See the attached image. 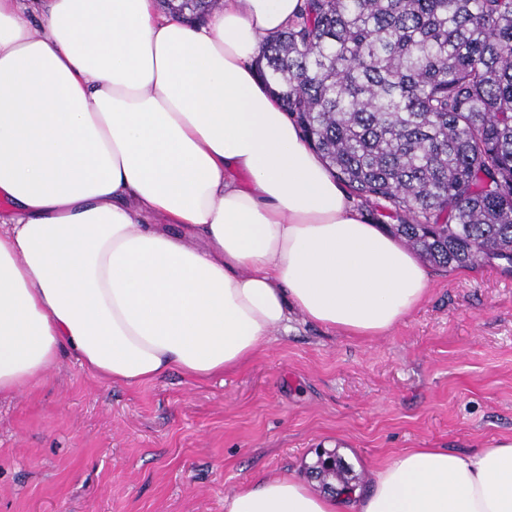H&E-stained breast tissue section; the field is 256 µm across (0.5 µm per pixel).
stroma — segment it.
<instances>
[{
  "mask_svg": "<svg viewBox=\"0 0 512 512\" xmlns=\"http://www.w3.org/2000/svg\"><path fill=\"white\" fill-rule=\"evenodd\" d=\"M381 336L291 313L249 364L108 385L73 357L0 397V512H224L265 476L329 455L354 488L410 448L471 454L512 439V273L429 268Z\"/></svg>",
  "mask_w": 512,
  "mask_h": 512,
  "instance_id": "1",
  "label": "stroma"
}]
</instances>
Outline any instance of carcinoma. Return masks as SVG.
<instances>
[{"instance_id": "obj_1", "label": "carcinoma", "mask_w": 512, "mask_h": 512, "mask_svg": "<svg viewBox=\"0 0 512 512\" xmlns=\"http://www.w3.org/2000/svg\"><path fill=\"white\" fill-rule=\"evenodd\" d=\"M260 60L373 221L438 268L512 269V0H303Z\"/></svg>"}]
</instances>
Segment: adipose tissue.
Wrapping results in <instances>:
<instances>
[{"label": "adipose tissue", "mask_w": 512, "mask_h": 512, "mask_svg": "<svg viewBox=\"0 0 512 512\" xmlns=\"http://www.w3.org/2000/svg\"><path fill=\"white\" fill-rule=\"evenodd\" d=\"M301 2L191 24L156 0H0V395L68 353L110 384L207 379L290 311L369 338L422 302L425 266L259 74ZM224 512H512V441L405 450L351 501L265 477Z\"/></svg>", "instance_id": "1"}]
</instances>
